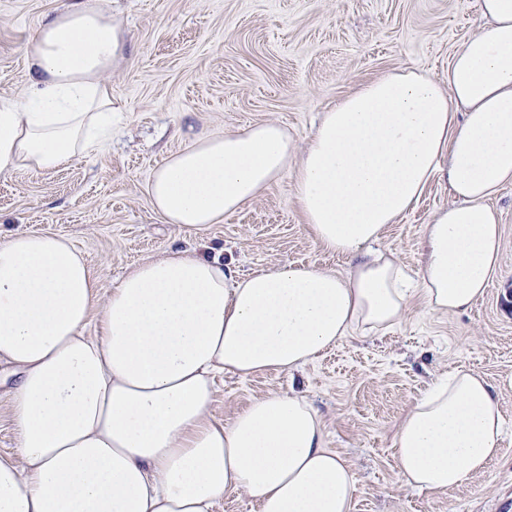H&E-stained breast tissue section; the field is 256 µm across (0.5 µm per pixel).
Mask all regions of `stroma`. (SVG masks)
<instances>
[{
	"mask_svg": "<svg viewBox=\"0 0 512 512\" xmlns=\"http://www.w3.org/2000/svg\"><path fill=\"white\" fill-rule=\"evenodd\" d=\"M63 0H0V99L23 100L28 50ZM130 42L115 66L112 137L50 171L0 173V228L69 238L103 289L133 265L172 250L222 255L241 275L279 264L338 272L307 229L284 173L222 223L189 229L152 208V172L199 135L275 122L300 158L320 112L364 82L401 68L445 79L453 54L480 31L477 0H112ZM452 197L433 180L380 246L410 274L423 232ZM501 215L500 266L467 313L438 317L411 298L402 323L348 338L302 370L217 375L210 414L228 422L257 398L292 392L324 423V446L354 477L351 512H512V184L492 200ZM464 367L498 391L509 430L484 472L445 492L403 485L394 433L406 411L449 371ZM15 375L0 363V457L19 455Z\"/></svg>",
	"mask_w": 512,
	"mask_h": 512,
	"instance_id": "obj_1",
	"label": "stroma"
}]
</instances>
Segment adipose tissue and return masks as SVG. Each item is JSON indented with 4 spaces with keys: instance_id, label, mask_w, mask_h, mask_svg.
I'll return each mask as SVG.
<instances>
[{
    "instance_id": "adipose-tissue-1",
    "label": "adipose tissue",
    "mask_w": 512,
    "mask_h": 512,
    "mask_svg": "<svg viewBox=\"0 0 512 512\" xmlns=\"http://www.w3.org/2000/svg\"><path fill=\"white\" fill-rule=\"evenodd\" d=\"M479 11L447 82L401 69L360 85L323 112L298 163L266 122L198 137L150 180L165 223L198 228L292 171L306 225L345 272L240 276L221 257L177 251L134 265L103 297L66 237L0 233V360L20 375V455L0 459V512H211L227 490L259 512H350L352 472L324 448L311 403L269 395L224 423L209 413L213 378L296 370L400 324L415 295L444 315L485 295L502 234L490 201L512 183V0ZM125 44L109 0H72L40 23L29 94L0 104V172L66 165L111 133L105 78ZM438 176L453 201L426 225L413 279L371 246ZM504 431L494 387L450 372L396 429L399 475L419 490L458 487L498 456Z\"/></svg>"
}]
</instances>
